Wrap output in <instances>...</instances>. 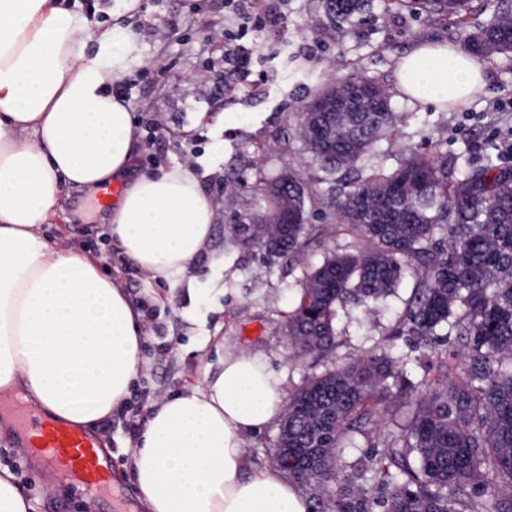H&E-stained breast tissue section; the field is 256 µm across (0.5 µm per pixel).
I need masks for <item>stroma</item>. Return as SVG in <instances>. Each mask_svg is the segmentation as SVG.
Listing matches in <instances>:
<instances>
[{"label":"stroma","instance_id":"35a3bbf8","mask_svg":"<svg viewBox=\"0 0 512 512\" xmlns=\"http://www.w3.org/2000/svg\"><path fill=\"white\" fill-rule=\"evenodd\" d=\"M253 8L262 28L242 29L235 0H142L140 12L127 20L134 61L121 83L137 123L135 170L188 165L214 207L210 247L188 272L193 288L146 284L134 262L112 255L110 214L90 209L85 193H67L63 213L45 227L61 246L100 260L141 316L135 407L113 413L96 429L112 459V485L134 505L139 492L128 422L144 423L155 401L203 381L225 351L242 348L267 361L290 393L308 377L384 349L400 357L406 382L414 384L434 364L435 352L451 346L444 336L429 349L410 336L394 335L417 286L410 273L375 314L339 310L336 343L328 354L289 359L284 326L305 274L325 256L358 243L353 232L333 223V183L298 135L297 114L318 90L361 77L390 94L397 123L357 161L360 176L393 169L409 146L441 160L457 158L462 166L490 156L512 164V153L501 149L512 136V112L496 109L512 99V56L484 59V91L443 112L401 97L394 82L397 59L418 44L464 42L465 30L445 16L385 0H370L366 13L347 21L329 17L321 0H255ZM237 43L251 50L250 76L232 90L226 84L229 52ZM289 174L309 193L307 242L296 261L242 247L235 232L262 213L260 181ZM384 437L381 431L360 436L339 452L337 493L349 492L348 475L383 448ZM24 458L15 446L0 445V463L15 472L37 512H87L91 504L96 512H115L113 501L91 498L83 487L63 483Z\"/></svg>","mask_w":512,"mask_h":512}]
</instances>
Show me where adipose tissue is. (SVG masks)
Returning <instances> with one entry per match:
<instances>
[{
    "label": "adipose tissue",
    "instance_id": "adipose-tissue-1",
    "mask_svg": "<svg viewBox=\"0 0 512 512\" xmlns=\"http://www.w3.org/2000/svg\"><path fill=\"white\" fill-rule=\"evenodd\" d=\"M141 0H117L111 24L81 0H0V392L26 391L43 414L85 429L128 399L141 363L140 315L85 254L42 230L65 192L127 185L109 232L148 280L182 284L208 248L214 210L188 166L132 175L133 115L112 92L130 67L124 24ZM395 89L441 110L484 89L480 58L420 45ZM282 379L244 349L203 382L156 401L131 468L146 512H312L275 469L245 471L244 442L284 406Z\"/></svg>",
    "mask_w": 512,
    "mask_h": 512
}]
</instances>
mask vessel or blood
<instances>
[{
    "label": "vessel or blood",
    "mask_w": 512,
    "mask_h": 512,
    "mask_svg": "<svg viewBox=\"0 0 512 512\" xmlns=\"http://www.w3.org/2000/svg\"><path fill=\"white\" fill-rule=\"evenodd\" d=\"M20 447L31 449L49 464V474L78 482L88 490L108 492L110 468L93 437L66 424L24 417L18 431Z\"/></svg>",
    "instance_id": "vessel-or-blood-1"
}]
</instances>
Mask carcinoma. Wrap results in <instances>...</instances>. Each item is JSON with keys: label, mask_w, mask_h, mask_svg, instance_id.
Listing matches in <instances>:
<instances>
[{"label": "carcinoma", "mask_w": 512, "mask_h": 512, "mask_svg": "<svg viewBox=\"0 0 512 512\" xmlns=\"http://www.w3.org/2000/svg\"><path fill=\"white\" fill-rule=\"evenodd\" d=\"M477 0H412L472 28L467 47L477 56L512 54V0L480 19ZM367 0H324L331 16L347 20L365 12ZM390 100L381 109L321 115L317 126L336 125V143L309 149L320 168L346 171L394 128ZM304 124L302 138L318 133ZM288 176V212L295 224H275L282 194L260 188L264 216L238 229L245 246L261 240L269 258L294 257L307 231V191ZM332 217L365 241L334 253L301 282L289 313V358L319 355L335 343L337 309L352 304L369 314L392 295L407 272L420 274L407 308V335L430 346L441 332L455 350L438 356L435 374L416 388V407L400 422L385 418L388 397L404 391L390 352L373 353L309 378L288 397L278 447L288 458L312 448L309 484L336 512H361L366 502L335 498L321 473L335 469L337 449L382 424L385 448L355 479L370 473L384 495L381 512H512V165L492 157L457 168L446 160L410 152L390 171L341 183Z\"/></svg>", "instance_id": "carcinoma-1"}]
</instances>
